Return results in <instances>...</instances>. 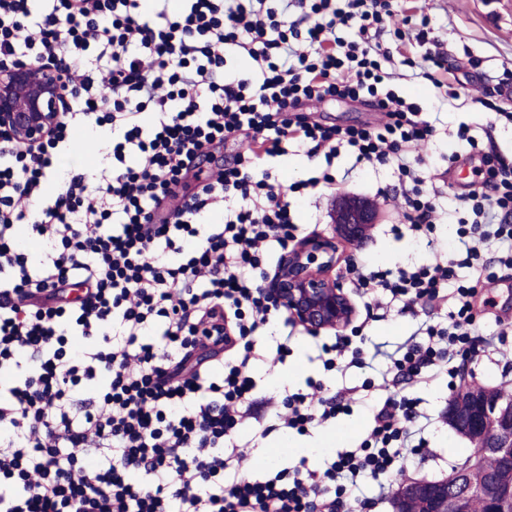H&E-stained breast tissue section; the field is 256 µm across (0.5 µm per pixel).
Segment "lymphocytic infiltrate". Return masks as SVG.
I'll use <instances>...</instances> for the list:
<instances>
[{"instance_id":"obj_1","label":"lymphocytic infiltrate","mask_w":512,"mask_h":512,"mask_svg":"<svg viewBox=\"0 0 512 512\" xmlns=\"http://www.w3.org/2000/svg\"><path fill=\"white\" fill-rule=\"evenodd\" d=\"M0 0V61L54 59L79 82L63 120L30 150L0 140V512H344L367 481L378 498L429 421L411 391L432 371L456 376L457 358L512 361V330L474 339L470 299L486 278L485 244L512 269V165L488 155L464 195L458 256L397 270H359V287L410 306L452 304L449 325L419 323L387 359L382 408L367 438L322 472L292 466L245 479L236 432L253 404L256 336L279 318L256 280L268 253L287 249L298 224L291 194L334 183L330 169L283 186L262 169L287 148L333 160L394 161L409 231L434 242L437 186L419 174L418 148L436 129L392 87L382 35L392 0ZM306 7L305 30L288 21ZM246 52L257 69L227 67ZM370 103L384 122L316 121L314 101ZM97 126L110 163L60 174L70 133ZM250 141L216 178L167 210L176 187L214 142ZM57 189L32 210L50 178ZM225 203L224 221L202 229ZM47 242L38 259L14 245L17 225ZM474 276L461 280L457 271ZM326 370L367 367L351 337L320 346ZM322 383L286 395L268 432L326 425L348 406Z\"/></svg>"}]
</instances>
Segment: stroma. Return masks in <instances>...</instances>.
I'll return each instance as SVG.
<instances>
[{
    "label": "stroma",
    "mask_w": 512,
    "mask_h": 512,
    "mask_svg": "<svg viewBox=\"0 0 512 512\" xmlns=\"http://www.w3.org/2000/svg\"><path fill=\"white\" fill-rule=\"evenodd\" d=\"M403 8L423 7L430 18L426 39L413 45L410 56L422 60L430 56L440 60L455 76L451 86L435 88L424 79L420 68H405L404 79L399 82L400 92L420 105L427 119L433 120L439 130L436 140L424 149L425 161L421 166L423 176L454 172L455 181L447 190L446 204L449 211L460 208L458 193L464 184L477 180L481 167L479 158L468 155V148L457 137L461 125L475 129L486 151L497 153L512 163V121L505 112H512V99L497 97L502 114L479 107L472 98L478 91L496 86L512 71V0H403ZM335 176H347L348 181L338 188L317 187L294 196L292 204L296 218L306 236L328 235L332 232L336 204L342 197H355L368 201L377 218L368 238L359 245L348 246L346 252L353 259V266L339 265L336 272L356 307L352 327L344 328V335H351L353 327H360L365 338V350L384 345L395 348L414 330L417 323L426 319L427 306L418 304L402 313L390 312L387 317L367 318L364 304L367 296L355 288L352 267L419 266L429 263L434 250H441L447 257L460 249L456 221L439 224L436 249H429L425 242L412 237L395 238L390 231L399 223L400 216L393 199L383 198L381 189L393 187L396 177L391 165L371 166L356 162L349 154H340L332 167ZM476 314L473 332L486 336L495 331L496 320L512 322V277L494 281L491 287L479 289L475 301ZM289 344L290 358L305 357L307 370L297 388H305L307 379L323 380L331 392L356 388L351 411L339 415L337 425L356 424L355 433L336 441L328 452L305 453L307 468L321 470L333 456L360 444L367 436L374 411L385 399L381 391L363 390L368 380H379L387 368L384 359H377L372 367H351L336 373L324 372L318 358L319 347L329 338L328 333L313 336L302 327H294ZM471 374L449 378L440 373L428 385L415 389L421 409L430 416L431 426L427 438L425 458L410 464L406 474L415 480L435 481L448 477L455 466L473 447L454 432L448 424V402L455 390L469 384L495 386L505 383L512 386V374H505L503 365L495 356H479L473 362Z\"/></svg>",
    "instance_id": "1"
}]
</instances>
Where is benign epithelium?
Segmentation results:
<instances>
[{
	"label": "benign epithelium",
	"instance_id": "7a95c632",
	"mask_svg": "<svg viewBox=\"0 0 512 512\" xmlns=\"http://www.w3.org/2000/svg\"><path fill=\"white\" fill-rule=\"evenodd\" d=\"M80 87L66 78L63 68L23 60L0 69V138L37 146L61 121L68 100ZM375 220L369 204L345 197L337 206L333 234L299 241L281 258L273 275L263 281L271 299L296 324L318 335L350 325L355 306L344 291L336 267L343 257L338 242L363 239ZM468 419L462 436L486 441L482 452L500 460V470L480 479L471 467L456 471L449 482L408 481L396 490L395 512H469V500L478 495L491 505L490 512L512 509V402L503 401L486 388L467 403L448 408V422Z\"/></svg>",
	"mask_w": 512,
	"mask_h": 512
}]
</instances>
